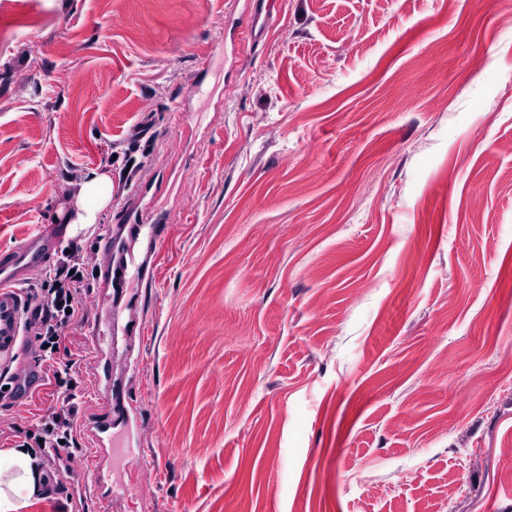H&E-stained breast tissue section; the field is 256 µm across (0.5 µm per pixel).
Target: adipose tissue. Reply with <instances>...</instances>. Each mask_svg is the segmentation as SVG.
Returning <instances> with one entry per match:
<instances>
[{
	"instance_id": "1",
	"label": "adipose tissue",
	"mask_w": 512,
	"mask_h": 512,
	"mask_svg": "<svg viewBox=\"0 0 512 512\" xmlns=\"http://www.w3.org/2000/svg\"><path fill=\"white\" fill-rule=\"evenodd\" d=\"M112 200V176L95 171L81 183L65 221L70 234L95 226L99 213ZM42 493L40 460L29 448L0 449V512H21Z\"/></svg>"
}]
</instances>
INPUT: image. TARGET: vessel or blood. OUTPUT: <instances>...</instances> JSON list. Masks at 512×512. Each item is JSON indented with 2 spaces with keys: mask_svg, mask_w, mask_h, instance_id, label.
<instances>
[{
  "mask_svg": "<svg viewBox=\"0 0 512 512\" xmlns=\"http://www.w3.org/2000/svg\"><path fill=\"white\" fill-rule=\"evenodd\" d=\"M68 231V225L47 224L22 243L0 250V362L14 363L15 370L9 377L10 390L20 396L36 389L41 381L39 362L25 356L32 342L24 332V322L32 309L22 288L31 282L34 273L47 270ZM166 236L163 227L154 225L146 231L136 223L116 225L105 234L100 245L105 261L96 288L106 305L88 327L95 349V364L111 360L113 336L121 334L144 341L146 320L125 312L127 287L135 272L143 280L153 281L159 245ZM94 396L97 406L88 426L94 464L89 471L87 490L105 505L112 506L121 492L106 487L100 462L113 429L129 427L134 414L133 401L123 382L108 375L97 379Z\"/></svg>",
  "mask_w": 512,
  "mask_h": 512,
  "instance_id": "obj_1",
  "label": "vessel or blood"
}]
</instances>
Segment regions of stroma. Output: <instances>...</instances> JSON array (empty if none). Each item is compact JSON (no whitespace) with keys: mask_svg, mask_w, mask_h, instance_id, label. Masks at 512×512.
Wrapping results in <instances>:
<instances>
[{"mask_svg":"<svg viewBox=\"0 0 512 512\" xmlns=\"http://www.w3.org/2000/svg\"><path fill=\"white\" fill-rule=\"evenodd\" d=\"M248 2L0 0V248L93 171L168 227L122 512H512V0H259L254 43ZM44 473L24 512H76Z\"/></svg>","mask_w":512,"mask_h":512,"instance_id":"35a3bbf8","label":"stroma"}]
</instances>
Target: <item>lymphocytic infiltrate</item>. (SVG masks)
<instances>
[{
  "label": "lymphocytic infiltrate",
  "mask_w": 512,
  "mask_h": 512,
  "mask_svg": "<svg viewBox=\"0 0 512 512\" xmlns=\"http://www.w3.org/2000/svg\"><path fill=\"white\" fill-rule=\"evenodd\" d=\"M90 262L81 248L61 249L52 266L45 271L39 288L28 299L34 304L32 317L27 321L59 402L57 410L36 421L37 436L43 451L61 447H76L74 429L76 408L75 385L72 381L73 360L60 357V346L68 327L78 321L83 307L82 296L89 290Z\"/></svg>",
  "instance_id": "lymphocytic-infiltrate-1"
}]
</instances>
